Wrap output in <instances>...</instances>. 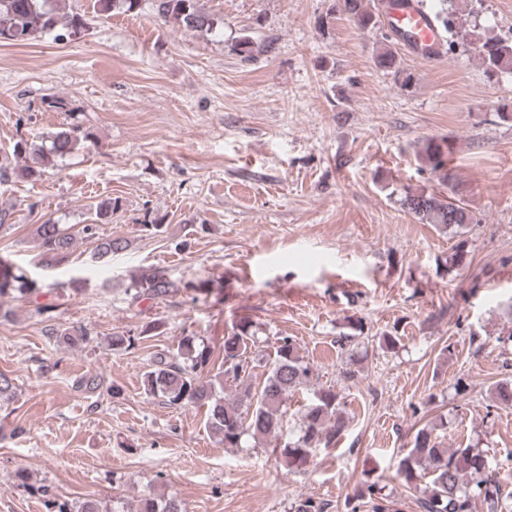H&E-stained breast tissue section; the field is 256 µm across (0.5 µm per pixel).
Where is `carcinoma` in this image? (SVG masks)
Listing matches in <instances>:
<instances>
[{"instance_id": "cac0c4a2", "label": "carcinoma", "mask_w": 512, "mask_h": 512, "mask_svg": "<svg viewBox=\"0 0 512 512\" xmlns=\"http://www.w3.org/2000/svg\"><path fill=\"white\" fill-rule=\"evenodd\" d=\"M156 18L175 23L188 31L208 34L219 21L200 0H97L100 11L134 13L142 2ZM63 0H0V41L28 45L50 36L57 42L69 41L85 31L86 19L80 13L65 12ZM402 5L400 0H338V8L360 30H372L382 24V17ZM433 17L448 45L461 36V26L445 7ZM477 55L489 75L512 74V39H487L477 47ZM375 66L382 71L400 73L396 52L391 46L380 48L374 56ZM92 133L71 124L48 136L49 146L40 150L20 140L19 153H32L33 163L44 166L71 153L77 144L87 141ZM452 146L446 139L428 138L417 147L416 155L431 173L450 182L448 161ZM398 202L402 209L423 224L442 230H461L472 223L470 211L456 198L454 187L448 191L406 187ZM118 201L110 198L89 205L90 223L80 227L59 224L49 219L37 225L35 235L45 265H58L73 253L75 241L94 244L92 258L112 257L128 247L124 239L101 238L98 225L112 221ZM135 300H155L177 290L160 270H153L133 281ZM41 286L9 257L0 255V299L4 297L31 299L40 295ZM51 335L70 346L84 343L91 336L85 327H58ZM139 338L131 333L115 334L109 345L114 350H131ZM255 346L253 323L239 319L224 333L220 349L211 347L198 336H184L176 351L154 356L150 368L141 376L144 393L159 398L169 406L191 404L205 408L206 425L211 433L224 441L226 448H239L247 439L281 437L288 424V398L313 382L315 369L300 353V345L290 336H281L274 343L268 359L251 356ZM267 362L269 368L262 384L254 386L252 372L255 362ZM234 393V400L224 398V391ZM494 401L512 406V380L503 379L493 389ZM343 396L332 385L313 389V399L299 415L298 429L278 449L288 467H299L308 458L309 450L338 443L348 427L343 410ZM398 474L417 494L421 512H473L476 503L487 512H512V491H505L504 482L491 470L488 456L480 448H445L435 428L423 427L412 447L400 460ZM56 512H102L101 503L93 498L83 500L77 509L65 503L52 502ZM120 512H184L175 497L134 499Z\"/></svg>"}]
</instances>
